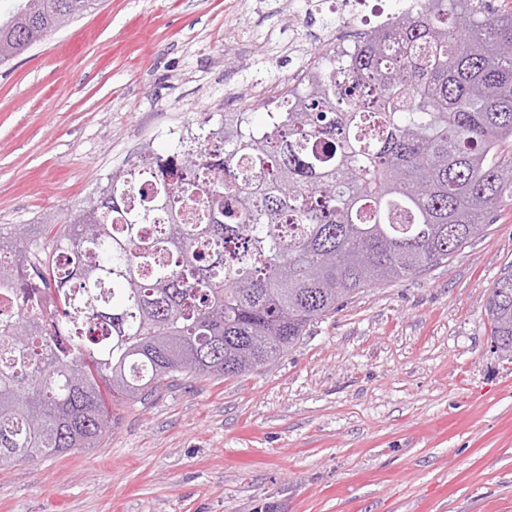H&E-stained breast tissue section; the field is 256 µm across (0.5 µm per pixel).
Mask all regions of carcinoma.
Listing matches in <instances>:
<instances>
[{
	"label": "carcinoma",
	"instance_id": "cac0c4a2",
	"mask_svg": "<svg viewBox=\"0 0 512 512\" xmlns=\"http://www.w3.org/2000/svg\"><path fill=\"white\" fill-rule=\"evenodd\" d=\"M65 0L0 13L12 56L69 23ZM197 119L65 214L52 252L0 227V288L17 268L54 294L0 317V470L98 446L107 401L179 374L239 376L280 360L363 288L405 279L483 233L512 202V8L419 0L293 92ZM512 357V273L485 305Z\"/></svg>",
	"mask_w": 512,
	"mask_h": 512
}]
</instances>
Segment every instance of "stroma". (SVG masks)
Here are the masks:
<instances>
[{
	"label": "stroma",
	"mask_w": 512,
	"mask_h": 512,
	"mask_svg": "<svg viewBox=\"0 0 512 512\" xmlns=\"http://www.w3.org/2000/svg\"><path fill=\"white\" fill-rule=\"evenodd\" d=\"M299 0H101L0 65V225L60 216L172 126L317 56ZM512 205L448 259L365 288L271 369L114 407L98 447L0 474V512H512V361L485 302Z\"/></svg>",
	"instance_id": "1"
}]
</instances>
